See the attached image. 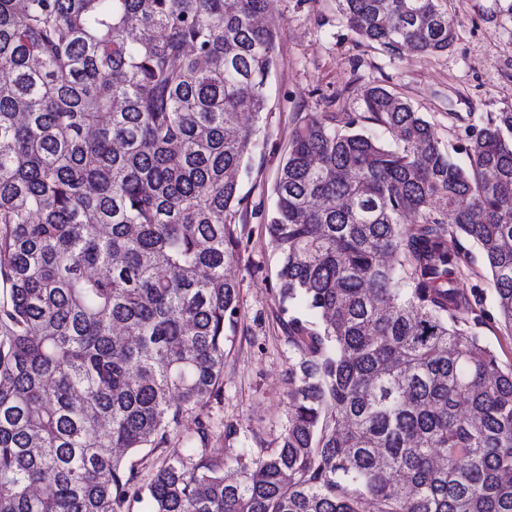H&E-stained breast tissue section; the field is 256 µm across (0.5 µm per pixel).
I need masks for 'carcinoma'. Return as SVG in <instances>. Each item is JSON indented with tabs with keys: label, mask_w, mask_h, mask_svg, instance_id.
Returning a JSON list of instances; mask_svg holds the SVG:
<instances>
[{
	"label": "carcinoma",
	"mask_w": 512,
	"mask_h": 512,
	"mask_svg": "<svg viewBox=\"0 0 512 512\" xmlns=\"http://www.w3.org/2000/svg\"><path fill=\"white\" fill-rule=\"evenodd\" d=\"M444 0H336L392 55ZM270 0H0V512H512V369L458 281L481 254L512 336V110L467 165L406 97L296 126L266 231L297 353L278 446L139 471L224 387ZM372 122L395 148L368 134Z\"/></svg>",
	"instance_id": "1"
}]
</instances>
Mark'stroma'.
Returning <instances> with one entry per match:
<instances>
[{"mask_svg": "<svg viewBox=\"0 0 512 512\" xmlns=\"http://www.w3.org/2000/svg\"><path fill=\"white\" fill-rule=\"evenodd\" d=\"M512 0H447L456 21L448 51L393 56L361 41L334 0H272L267 21L277 34V65L266 84L267 107L247 166L241 172L246 199L235 223L241 251L228 273L240 283V312L225 341L224 391L202 419L186 414L171 433L167 453L186 448L198 422L208 427L206 448L228 458L241 450L273 448L288 411V367L295 358L280 321L279 256L266 225L273 213V185L301 117L320 112L364 111L362 92L383 86L407 97L434 123L444 142L465 127L512 110ZM480 286L487 314L478 334L512 368V337L501 335L487 278L465 279L464 292ZM235 424L234 436L225 427Z\"/></svg>", "mask_w": 512, "mask_h": 512, "instance_id": "obj_1", "label": "stroma"}]
</instances>
